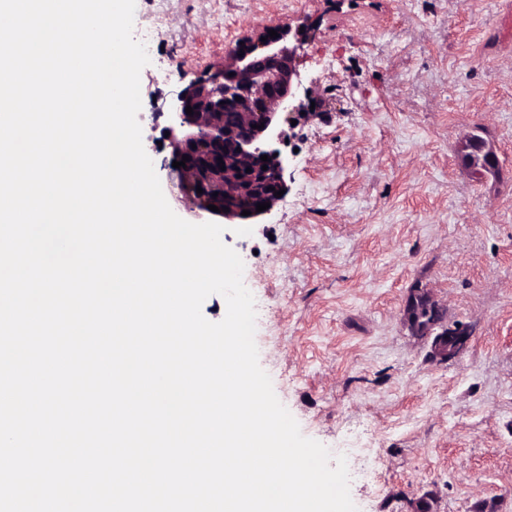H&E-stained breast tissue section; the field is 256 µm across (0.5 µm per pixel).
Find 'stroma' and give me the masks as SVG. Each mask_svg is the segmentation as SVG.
<instances>
[{"instance_id": "35a3bbf8", "label": "stroma", "mask_w": 512, "mask_h": 512, "mask_svg": "<svg viewBox=\"0 0 512 512\" xmlns=\"http://www.w3.org/2000/svg\"><path fill=\"white\" fill-rule=\"evenodd\" d=\"M308 23L311 114L283 125L288 190L227 225L259 363L308 438L348 463L358 512H512V0H136L142 141L158 177L169 104L257 28ZM496 155L473 174L458 146ZM428 289L469 350L438 364L404 324Z\"/></svg>"}]
</instances>
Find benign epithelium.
Masks as SVG:
<instances>
[{"label":"benign epithelium","mask_w":512,"mask_h":512,"mask_svg":"<svg viewBox=\"0 0 512 512\" xmlns=\"http://www.w3.org/2000/svg\"><path fill=\"white\" fill-rule=\"evenodd\" d=\"M290 33L291 29L283 28L278 30L279 37L270 38L268 30L262 29L242 39L229 50L223 68L191 82L171 102V125L164 131L172 151L164 168L189 210L226 224L250 223L267 214L256 211L257 204H273L274 192L287 189L286 157L274 148L282 138L278 109L303 88L297 68L300 45L281 44ZM188 106L193 109L191 115L186 114ZM229 112L235 114V121H227ZM184 155L189 156L186 167H173ZM263 155L268 162L261 161ZM494 159L492 148L482 143V160L472 162L473 172L485 174ZM210 205L221 211L208 209ZM225 207L229 211H223ZM245 210L250 215H242ZM430 333V354L440 364L460 358L472 339V328L466 323L441 322L432 325Z\"/></svg>","instance_id":"1"}]
</instances>
